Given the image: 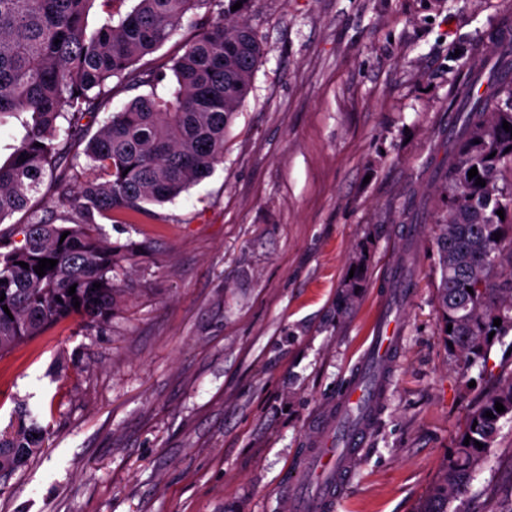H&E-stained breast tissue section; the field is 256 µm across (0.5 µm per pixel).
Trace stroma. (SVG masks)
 <instances>
[{
    "mask_svg": "<svg viewBox=\"0 0 512 512\" xmlns=\"http://www.w3.org/2000/svg\"><path fill=\"white\" fill-rule=\"evenodd\" d=\"M263 41L224 161L116 249L112 319H68L0 355V429H47L0 477V512H289L296 458L371 341L405 245L400 358L339 512H423L512 345L461 374L428 226L449 107L494 58L512 0H251ZM367 258L357 301L340 306ZM451 512H512V421Z\"/></svg>",
    "mask_w": 512,
    "mask_h": 512,
    "instance_id": "obj_1",
    "label": "stroma"
}]
</instances>
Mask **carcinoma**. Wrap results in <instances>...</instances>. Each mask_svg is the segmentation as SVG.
I'll return each mask as SVG.
<instances>
[{
    "mask_svg": "<svg viewBox=\"0 0 512 512\" xmlns=\"http://www.w3.org/2000/svg\"><path fill=\"white\" fill-rule=\"evenodd\" d=\"M97 1L105 16L89 35L85 18ZM239 1L242 6L231 10ZM117 2L0 0V122L6 116H30L22 121L25 134L10 160L0 164V224L17 213L25 217L22 240L0 233V294H5L0 353L72 317L90 323L112 318L116 254L112 243L91 234L89 226L99 217L120 224L152 220L150 205L172 201L208 177L224 159V136L263 57L262 41L244 19L250 0H138L116 20ZM189 13L200 33L183 54L169 66L136 69ZM168 69L176 87L172 96L163 97L155 88ZM115 78L132 90L149 86L153 91L135 96L91 135L82 120L96 117ZM466 79L469 84L485 80L492 92L463 96L452 105L447 201L430 225L439 254V318L445 341L453 344L465 370L487 362L494 343L512 334V223L496 214L499 209L512 213V192L499 187L502 172L512 171V130L503 129L505 121L512 125V47L491 65L471 64ZM81 142L86 143L83 154L72 152ZM82 155L97 175L87 177L80 170ZM473 167L485 186L468 178ZM46 177L67 208L63 216L32 208V196ZM43 258L57 264L41 277L34 267ZM363 266V259L356 264L342 305L356 301L365 280ZM95 283L101 284L97 290ZM497 402L505 411L496 412ZM488 411L494 417H486ZM508 415L512 376L470 417L424 512H448L450 502L467 491L498 423ZM39 433L36 421L28 425L23 418L0 431V469L26 465L42 448Z\"/></svg>",
    "mask_w": 512,
    "mask_h": 512,
    "instance_id": "carcinoma-1",
    "label": "carcinoma"
}]
</instances>
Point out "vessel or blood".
<instances>
[{
	"label": "vessel or blood",
	"instance_id": "b4317fda",
	"mask_svg": "<svg viewBox=\"0 0 512 512\" xmlns=\"http://www.w3.org/2000/svg\"><path fill=\"white\" fill-rule=\"evenodd\" d=\"M398 335L396 321L381 317L377 336L352 380L322 419L336 433L334 448H312L300 459L288 486L292 512H335L346 489L345 477L362 460L361 445L369 433L384 382L369 383L368 375L393 352Z\"/></svg>",
	"mask_w": 512,
	"mask_h": 512
}]
</instances>
